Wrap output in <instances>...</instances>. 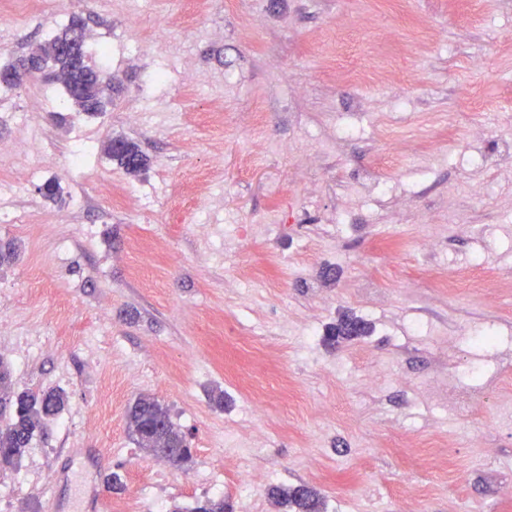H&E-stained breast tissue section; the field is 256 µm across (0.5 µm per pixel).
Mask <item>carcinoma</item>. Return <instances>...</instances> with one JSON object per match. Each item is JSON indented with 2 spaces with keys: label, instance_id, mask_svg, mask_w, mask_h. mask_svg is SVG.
Returning <instances> with one entry per match:
<instances>
[{
  "label": "carcinoma",
  "instance_id": "cac0c4a2",
  "mask_svg": "<svg viewBox=\"0 0 512 512\" xmlns=\"http://www.w3.org/2000/svg\"><path fill=\"white\" fill-rule=\"evenodd\" d=\"M82 23L72 17L68 24L57 31L48 41L38 45L29 56L7 66V69L26 77L53 68L58 75L70 105L77 112L99 113L112 103L115 83L112 76L93 65L89 60L80 64L56 52V46L66 41L74 28ZM121 146L107 143L105 154L129 174L140 172L147 159L136 143L120 140ZM370 326L362 319L345 315L326 329L325 341L336 344L368 335ZM9 365L0 360V469L18 467L26 448L37 433H45L65 408L67 396L57 388L39 393L16 392L12 388ZM131 434L146 452L163 458L169 448L185 445V435L172 421L169 409L149 396H141L128 410ZM268 495L293 512H324V500L317 490L307 486H273ZM189 512H228L222 497H208L196 504Z\"/></svg>",
  "mask_w": 512,
  "mask_h": 512
}]
</instances>
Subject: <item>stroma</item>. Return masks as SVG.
Masks as SVG:
<instances>
[{"mask_svg":"<svg viewBox=\"0 0 512 512\" xmlns=\"http://www.w3.org/2000/svg\"><path fill=\"white\" fill-rule=\"evenodd\" d=\"M75 15L122 84L107 112L0 87V358L68 397L0 512H187L218 480L231 512H291L273 485L512 512V0H0V68ZM309 142L334 151L309 165ZM345 313L371 335L327 345ZM142 395L191 466L131 436ZM113 140H110L105 146V154L128 174L140 172L145 167L147 159L139 150L138 145L127 139H119L121 146L114 148Z\"/></svg>","mask_w":512,"mask_h":512,"instance_id":"stroma-1","label":"stroma"}]
</instances>
